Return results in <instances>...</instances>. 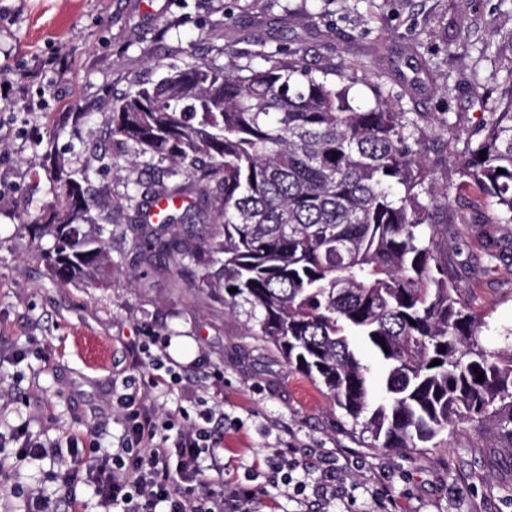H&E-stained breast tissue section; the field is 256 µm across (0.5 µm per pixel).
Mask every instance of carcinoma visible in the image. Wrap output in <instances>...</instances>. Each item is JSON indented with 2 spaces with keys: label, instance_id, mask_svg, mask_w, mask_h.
<instances>
[{
  "label": "carcinoma",
  "instance_id": "carcinoma-1",
  "mask_svg": "<svg viewBox=\"0 0 512 512\" xmlns=\"http://www.w3.org/2000/svg\"><path fill=\"white\" fill-rule=\"evenodd\" d=\"M264 58L261 69L189 64L113 107L110 134L124 151L167 164L166 180L128 196L147 268L204 269L201 287L243 312L250 335L318 384L373 448H424L465 422L493 423L512 448V344L484 345V317L459 298L438 247L455 215L426 143L448 140L452 124L388 96L353 104V68L335 83L296 56ZM497 87L461 173L497 223L512 224V69ZM46 176L57 203L24 229L52 240L49 274L62 286L104 278L108 229L88 169L56 163ZM188 197L193 209L151 225L159 200ZM202 209L215 228L196 237L185 223ZM355 337L384 366L379 397Z\"/></svg>",
  "mask_w": 512,
  "mask_h": 512
}]
</instances>
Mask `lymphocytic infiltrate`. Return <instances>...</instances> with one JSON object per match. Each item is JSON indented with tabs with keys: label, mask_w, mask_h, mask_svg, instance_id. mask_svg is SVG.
I'll list each match as a JSON object with an SVG mask.
<instances>
[{
	"label": "lymphocytic infiltrate",
	"mask_w": 512,
	"mask_h": 512,
	"mask_svg": "<svg viewBox=\"0 0 512 512\" xmlns=\"http://www.w3.org/2000/svg\"><path fill=\"white\" fill-rule=\"evenodd\" d=\"M121 406L126 433L115 451L98 450L89 458L75 438L62 450L34 440L22 422L8 428L14 455L49 462L60 491L84 482L103 512H224L229 499L235 512H253L252 490H223L224 450L211 428L213 412L200 413L179 430L174 419H155L135 395H125ZM204 453L210 457L206 470L198 464ZM198 486L205 489L199 497Z\"/></svg>",
	"instance_id": "obj_1"
}]
</instances>
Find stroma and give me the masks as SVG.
<instances>
[{"label":"stroma","instance_id":"obj_1","mask_svg":"<svg viewBox=\"0 0 512 512\" xmlns=\"http://www.w3.org/2000/svg\"><path fill=\"white\" fill-rule=\"evenodd\" d=\"M298 53L338 80L358 64L355 104L383 93L404 108L449 119L455 142H430L433 176L449 184L457 215L442 246L462 300L485 315L484 340L512 327V262L488 261L512 239L495 210L459 174L465 142L491 112L493 75L512 66V0H0V63L14 91L0 100V395L34 438L77 437L115 448L117 399L146 373L137 350L159 336L181 382L146 392L159 414H224V484L260 487L254 512H512V450L493 426L460 425L435 447H371L321 388L249 336L244 316L199 287L201 269L147 271L126 198L156 169L131 165L109 135L119 97L187 63L263 67L266 53ZM57 55L55 70L41 64ZM432 70L415 78L412 57ZM91 168L97 210L112 225V269L98 284L61 287L23 225L56 196L48 156ZM107 343L105 368L75 341ZM294 457L304 499L276 486L268 461ZM32 487L57 492L47 467L26 462L0 477V512H21Z\"/></svg>","mask_w":512,"mask_h":512}]
</instances>
